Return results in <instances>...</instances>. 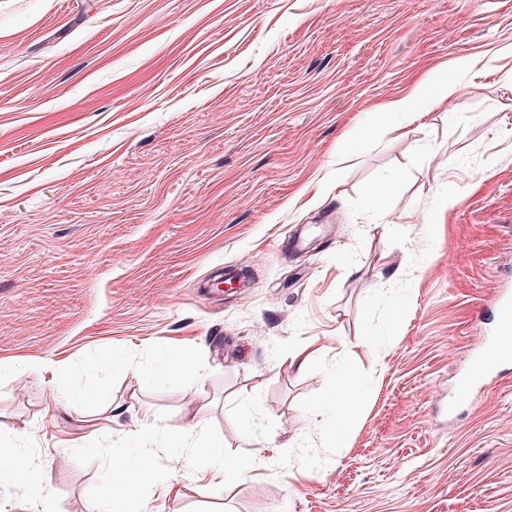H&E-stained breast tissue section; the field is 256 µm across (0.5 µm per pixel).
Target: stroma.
Here are the masks:
<instances>
[{"instance_id":"1","label":"stroma","mask_w":512,"mask_h":512,"mask_svg":"<svg viewBox=\"0 0 512 512\" xmlns=\"http://www.w3.org/2000/svg\"><path fill=\"white\" fill-rule=\"evenodd\" d=\"M427 74L460 88L392 131ZM503 288L512 0H0V432L35 477L0 512H104L145 421L240 467L158 451L135 512H512ZM341 376L370 398L322 408ZM494 302L500 315V334L496 342L487 352L486 357L494 355L503 346L512 343V299L504 292L498 295Z\"/></svg>"}]
</instances>
